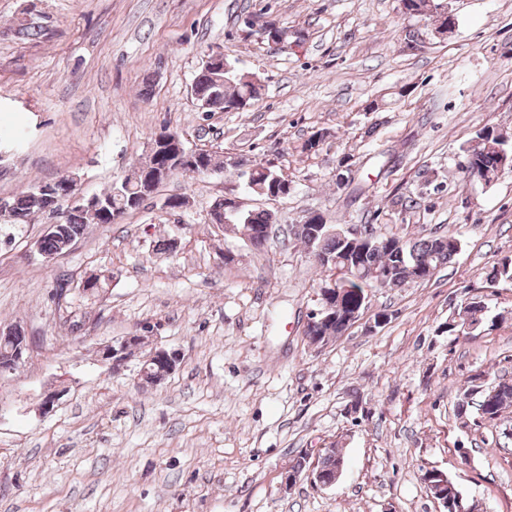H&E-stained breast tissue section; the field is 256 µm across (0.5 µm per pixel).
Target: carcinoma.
Instances as JSON below:
<instances>
[{"mask_svg": "<svg viewBox=\"0 0 512 512\" xmlns=\"http://www.w3.org/2000/svg\"><path fill=\"white\" fill-rule=\"evenodd\" d=\"M443 0H398L397 9L401 16L419 22L431 19L438 13ZM14 37L20 40L37 41L45 35L43 26L31 21L10 29ZM224 68L215 69L201 64L192 81V92L198 104L206 112H224L232 109L246 111L262 96V85L252 80V74L240 70L232 60L223 58ZM474 137L481 138L491 144L489 153H479L472 160V165L483 167L484 184L498 179L502 169L498 167L495 156L503 152L512 156V144L498 136V130L492 125H485L475 131ZM165 165L174 169V174L207 175L206 168L210 165L220 166L219 157L207 150H200L198 157L192 161L179 158V150H171L161 156L147 158L145 162L130 169V176L121 178L101 194L97 208H71L67 205L70 186L65 179L55 180L51 200H46L40 193L41 184H32L27 188L8 197L11 205L12 223L29 224L37 215L54 212L63 225L64 235L60 237L45 236L40 240L42 252L51 255L60 249L61 242L68 238L77 240L84 236L91 224H116L122 217L142 207L141 199L148 189L145 181L137 176V172L147 168L155 169ZM254 175L252 186L246 191L256 197H266L270 194L289 196L293 191V180L270 163L252 164ZM340 174L346 180H336L339 188L350 189V194L358 196L363 187L355 182L348 162L338 165ZM234 227L252 232L248 248L262 251L268 241L269 228L276 223L274 213L265 209H246L230 216ZM325 223L324 216L316 214L310 220L298 225L297 238L305 247H310L312 238H317L315 247L322 255L336 260V265L344 266V259L351 254L357 258L348 272L338 277L341 281L340 309L336 311L337 319L322 321L315 318V323L309 328L307 335L318 336L320 340L329 342L340 335L343 316L356 309L365 310L370 302L372 290L378 288H401L408 283H422L430 279V271L448 264L460 251L459 237L448 234L419 233L405 240V245L398 243L402 237L397 234L379 235L372 244L353 245L350 238L340 234L344 225L331 224L327 230H318L317 223ZM491 279L494 281L512 282V257L500 259L492 267ZM487 305L484 300L474 295L461 304L448 316V335L467 337L469 333L464 325L470 323L481 329L485 326ZM512 408V380H487L483 371H475L466 381L455 405V416L461 420L462 426H468V419L474 417L483 421L493 422L501 413ZM344 460L336 447L323 451L318 455L314 464L309 463L307 456H299L289 466V472L301 479L313 469L321 474L332 477L340 461ZM451 488L448 489L447 512H463L468 508L465 495L459 485L448 479Z\"/></svg>", "mask_w": 512, "mask_h": 512, "instance_id": "obj_1", "label": "carcinoma"}]
</instances>
